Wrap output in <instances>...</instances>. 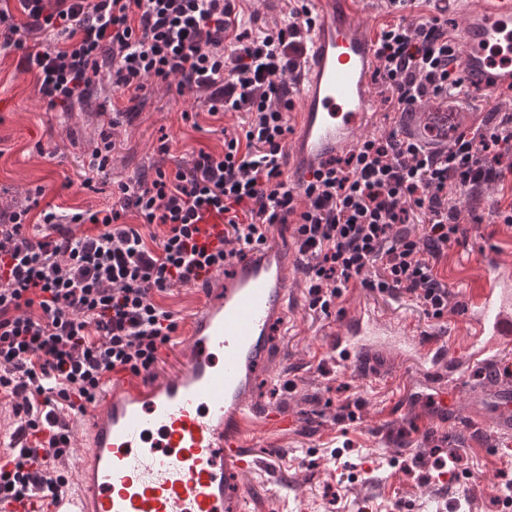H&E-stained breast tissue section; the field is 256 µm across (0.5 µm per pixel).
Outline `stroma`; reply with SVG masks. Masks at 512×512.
<instances>
[{
    "mask_svg": "<svg viewBox=\"0 0 512 512\" xmlns=\"http://www.w3.org/2000/svg\"><path fill=\"white\" fill-rule=\"evenodd\" d=\"M133 123L109 127L105 116L125 109L126 97L94 86L81 107L48 111L39 100L33 75L18 72L13 57L0 55V208L22 204L28 185H44L45 202L61 209L98 210L112 202V182L158 165L175 169L191 153H222L221 128L247 118L233 112L212 116L193 94L177 95L147 84ZM195 121L184 120V113ZM115 144L110 176L85 185L88 155L103 130ZM170 152H157L160 137ZM466 245L449 248L438 276L451 296L445 321L429 318L409 294L392 298L363 288L350 291L325 315L299 299L298 320L278 340L276 370L260 378L261 399L294 415L285 432L262 434L255 449L265 465L247 478L249 512H507L505 483L512 481V432L469 430L473 409L494 416L501 378L475 368L461 390L448 395V420L439 422L430 406L433 389L413 359H395L383 378L361 377L356 370L320 366L318 349L328 340L342 308L371 302L404 316L421 337H439L444 322L460 321L466 292L477 280L449 275L492 250L512 254V225L474 223L493 207L512 203V189L498 185L474 193L454 192ZM489 448L510 457L497 464ZM446 483H439L440 473Z\"/></svg>",
    "mask_w": 512,
    "mask_h": 512,
    "instance_id": "obj_1",
    "label": "stroma"
}]
</instances>
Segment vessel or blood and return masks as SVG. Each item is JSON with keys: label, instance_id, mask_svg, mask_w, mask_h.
<instances>
[{"label": "vessel or blood", "instance_id": "obj_1", "mask_svg": "<svg viewBox=\"0 0 512 512\" xmlns=\"http://www.w3.org/2000/svg\"><path fill=\"white\" fill-rule=\"evenodd\" d=\"M358 0H309L316 20L297 80L293 128L285 142L288 181L299 185L321 163L354 149L378 102L370 39L358 26ZM462 16L455 37L469 89L512 86V64L493 65L487 48L512 40V0H453ZM302 256L291 231L213 273L187 320L186 356L169 377L149 374L109 383L90 407L79 460L46 512H246L244 477L257 466L258 430H285L287 412L263 406L256 384L271 359V339L296 321L290 275ZM481 287L467 293L458 324L460 354L427 342L411 324L376 308L347 312L319 350L336 366L383 375L390 353L418 357L430 385L447 392L462 369L497 366L512 346V271L487 253Z\"/></svg>", "mask_w": 512, "mask_h": 512}]
</instances>
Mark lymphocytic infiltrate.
<instances>
[{
  "label": "lymphocytic infiltrate",
  "mask_w": 512,
  "mask_h": 512,
  "mask_svg": "<svg viewBox=\"0 0 512 512\" xmlns=\"http://www.w3.org/2000/svg\"><path fill=\"white\" fill-rule=\"evenodd\" d=\"M0 7V52L36 76L47 108L83 100L94 81L110 80L128 96L126 117L147 81L203 99L210 115L243 112L240 129L224 131L221 154L199 151L174 171L131 177L111 206L91 212L29 208L0 215V393L14 400L17 425L31 447L0 466V493L15 500L55 497L66 483L58 463L72 448L54 410L84 412L114 370L154 373L179 323L156 295L223 270L226 262L266 244L273 225L294 227L307 257L310 309L329 313L362 287L412 295L428 317L448 312L449 287L436 263L459 243L458 210L449 190L503 184L512 164V114L494 132L478 126L452 146L434 148L398 131L364 138L323 162L302 193L284 178L290 127L288 81L310 52L303 0L283 25L252 33L235 0H18ZM398 20L376 34V68L388 111L409 112L438 97L469 98L447 18L417 23L405 13L416 0H385ZM22 23H15V14ZM163 232L145 242L135 225ZM222 218L219 245L199 243L205 216ZM44 226L30 235L31 222ZM420 223L413 231L411 223ZM91 224L95 233L75 235ZM48 456H40L42 445Z\"/></svg>",
  "instance_id": "lymphocytic-infiltrate-1"
}]
</instances>
